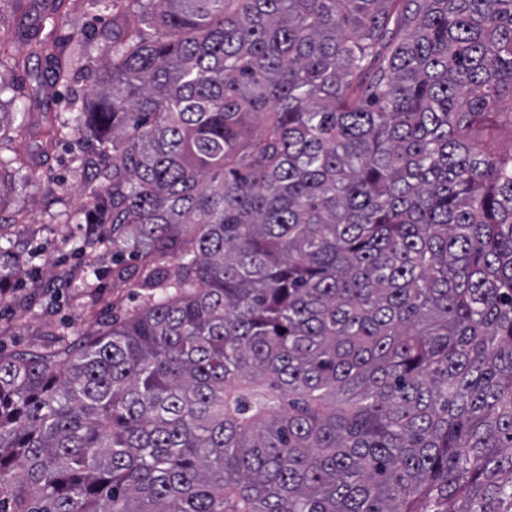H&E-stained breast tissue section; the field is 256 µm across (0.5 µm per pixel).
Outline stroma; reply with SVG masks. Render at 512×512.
I'll return each instance as SVG.
<instances>
[{"label":"stroma","mask_w":512,"mask_h":512,"mask_svg":"<svg viewBox=\"0 0 512 512\" xmlns=\"http://www.w3.org/2000/svg\"><path fill=\"white\" fill-rule=\"evenodd\" d=\"M111 26L109 14L88 0H67L60 8L54 0H26L19 8L12 0H0V31L5 34L0 52H23L22 36L41 28L63 43L84 39L88 51L84 68L76 71L68 84L39 98L33 97L31 90L36 73L46 66L44 59L32 58L13 75L18 95L10 106L13 120L0 124V152L16 157L24 166H38L40 179L27 183L20 173H13L14 188L0 203L4 215L22 217L21 223L11 228L14 255L24 269L15 283L20 296L15 304L0 309V349L7 352L34 349L49 354L62 344H77L97 332L106 318L139 307L148 294L147 289L129 284L85 293L78 304L71 301V293L82 291L84 283L92 280V267H112L111 254L91 263L77 252L85 217L93 213L103 190L99 183L74 173L72 158L81 149L76 137L61 139L50 154L40 150L42 113L71 120L75 103L85 100L94 80L105 79L112 44L103 33ZM66 210L80 212V219L64 224L62 213ZM64 263L75 271L76 279L71 286L54 287L57 270Z\"/></svg>","instance_id":"obj_1"}]
</instances>
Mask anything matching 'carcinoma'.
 <instances>
[{"label": "carcinoma", "mask_w": 512, "mask_h": 512, "mask_svg": "<svg viewBox=\"0 0 512 512\" xmlns=\"http://www.w3.org/2000/svg\"><path fill=\"white\" fill-rule=\"evenodd\" d=\"M92 2L42 152L95 141L79 254L154 294L0 353V512H512V0Z\"/></svg>", "instance_id": "carcinoma-1"}]
</instances>
